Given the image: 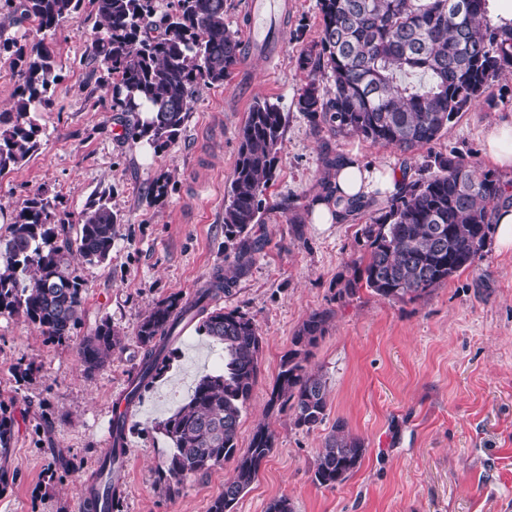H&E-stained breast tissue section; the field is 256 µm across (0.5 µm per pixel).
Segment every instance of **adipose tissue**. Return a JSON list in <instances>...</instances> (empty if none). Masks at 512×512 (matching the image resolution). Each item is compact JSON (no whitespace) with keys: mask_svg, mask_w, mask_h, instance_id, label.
<instances>
[{"mask_svg":"<svg viewBox=\"0 0 512 512\" xmlns=\"http://www.w3.org/2000/svg\"><path fill=\"white\" fill-rule=\"evenodd\" d=\"M401 181V174L390 169L366 166L353 157L345 158L341 166L331 171L329 177L336 194L335 199L315 202L311 220L326 226L340 223L345 216L344 200L371 193L377 188L392 191Z\"/></svg>","mask_w":512,"mask_h":512,"instance_id":"obj_1","label":"adipose tissue"}]
</instances>
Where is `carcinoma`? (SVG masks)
Returning a JSON list of instances; mask_svg holds the SVG:
<instances>
[{
	"instance_id": "cac0c4a2",
	"label": "carcinoma",
	"mask_w": 512,
	"mask_h": 512,
	"mask_svg": "<svg viewBox=\"0 0 512 512\" xmlns=\"http://www.w3.org/2000/svg\"><path fill=\"white\" fill-rule=\"evenodd\" d=\"M98 22L86 60L112 78V107L123 114L125 134L156 149L173 143L190 117L202 86H221L244 55L239 33L224 23V0H176L160 12L156 0H92ZM81 0H0V16L36 23L41 36L0 40V57L18 67L21 93L0 113V179L26 163L38 146L36 111L49 105L58 81L47 38L75 18ZM318 39L302 48L299 69L308 73L297 107L316 127L357 136L408 153L423 149L472 106L492 101L493 82L512 72V34L484 15V0H318ZM327 78L321 86L318 75ZM146 116H141V112ZM286 118L279 104L253 103L241 128L227 199L224 231L240 236L259 223L263 195L273 178ZM512 203V180L454 154L436 155L418 177L402 183L360 229L364 253L354 261L343 293L366 288L392 302L416 301L484 256L493 215ZM119 219L108 203L91 201L76 220L56 213L54 200L27 199L0 239V313L22 316L57 342L80 324L84 284L68 256L103 264L112 252ZM225 292L215 272L189 300H161L141 318L136 336L144 349L127 402L163 375L169 340L186 318L223 345L219 367L160 424L174 451L157 472L156 486L171 497L190 475L231 461L233 478L209 512H234L275 448V435L258 427L248 448H238L239 423L260 370L262 337L253 318L213 303ZM332 314L305 319L281 358L269 409L289 410L293 425L310 432L327 416L326 382L306 363ZM122 336L104 321L83 340L85 371L102 369ZM15 417L0 403V493L8 486ZM363 442L336 420L313 465V481L334 489L359 466Z\"/></svg>"
}]
</instances>
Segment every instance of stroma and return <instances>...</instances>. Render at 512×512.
I'll use <instances>...</instances> for the list:
<instances>
[{
    "instance_id": "1",
    "label": "stroma",
    "mask_w": 512,
    "mask_h": 512,
    "mask_svg": "<svg viewBox=\"0 0 512 512\" xmlns=\"http://www.w3.org/2000/svg\"><path fill=\"white\" fill-rule=\"evenodd\" d=\"M96 24L90 0H83L57 32L60 79L37 114L40 145L0 179L1 237L37 193L74 217L104 193L122 218L108 261L75 265L84 311L68 341H51L24 318L0 314V401L16 419L0 512H77L79 492L102 461L105 421L139 368V321L158 301L193 295L217 271L228 278L220 306L253 317L263 338L239 446L247 448L261 424L276 436L234 512H266L281 496L294 512H512V251L489 241L481 260L414 302H388L364 288L346 297L340 290L363 251L367 216L326 228L311 222L326 160L336 155L405 167L413 177L451 152L490 167L484 136L494 123L512 120V76L495 81L494 106L471 107L409 160L392 146L333 135L296 107L306 82L297 56L318 37L317 0H288L282 49L246 52L224 85L201 87L180 138L146 156L124 136L106 71L83 60ZM258 99L277 102L286 123L261 221L249 233L252 260L240 272L239 243L224 236V195L239 131ZM321 310L333 318L308 368L326 382L327 418L306 432L294 427L290 412L269 413L266 403L292 337ZM104 320L124 342L89 374L80 344ZM176 334L168 369L142 391L126 421L129 462L113 478L118 512H208L233 472L227 462L188 477L171 498L156 489L172 451L157 425L215 369L221 351L196 323L180 324ZM21 363L36 370L20 382L14 369ZM339 419L365 452L357 471L332 490L314 483L313 463Z\"/></svg>"
}]
</instances>
